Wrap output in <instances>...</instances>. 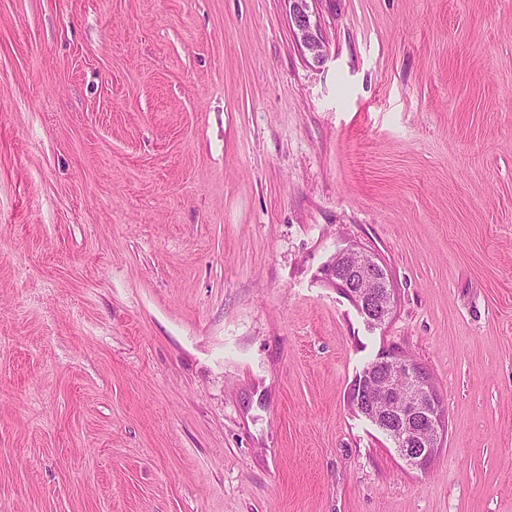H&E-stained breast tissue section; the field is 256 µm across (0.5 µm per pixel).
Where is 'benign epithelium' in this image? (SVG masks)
<instances>
[{"mask_svg": "<svg viewBox=\"0 0 512 512\" xmlns=\"http://www.w3.org/2000/svg\"><path fill=\"white\" fill-rule=\"evenodd\" d=\"M292 25L313 57H322V43L313 35L308 0H290ZM327 275L371 326H380L394 306L385 268L364 251L348 248L331 260ZM355 397L368 407V420L394 444L398 455L415 468L436 454L444 432L438 394L429 374L417 363L385 353L376 375L354 379Z\"/></svg>", "mask_w": 512, "mask_h": 512, "instance_id": "benign-epithelium-1", "label": "benign epithelium"}]
</instances>
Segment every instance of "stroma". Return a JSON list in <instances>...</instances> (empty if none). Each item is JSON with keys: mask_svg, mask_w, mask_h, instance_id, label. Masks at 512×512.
Here are the masks:
<instances>
[{"mask_svg": "<svg viewBox=\"0 0 512 512\" xmlns=\"http://www.w3.org/2000/svg\"><path fill=\"white\" fill-rule=\"evenodd\" d=\"M308 5L318 61L288 0H0V512H512V0ZM327 275L371 326H380L388 319L394 306V291L389 287L385 268L364 251L348 248L331 260ZM362 286L372 288L368 294ZM359 374L353 392L368 407V420L393 442L407 465L425 466L440 447L444 432L439 397L429 374L417 363L391 353L382 354L373 378L363 381ZM375 379L380 380V397L391 402L385 413L376 410L375 398L367 391Z\"/></svg>", "mask_w": 512, "mask_h": 512, "instance_id": "obj_1", "label": "stroma"}]
</instances>
